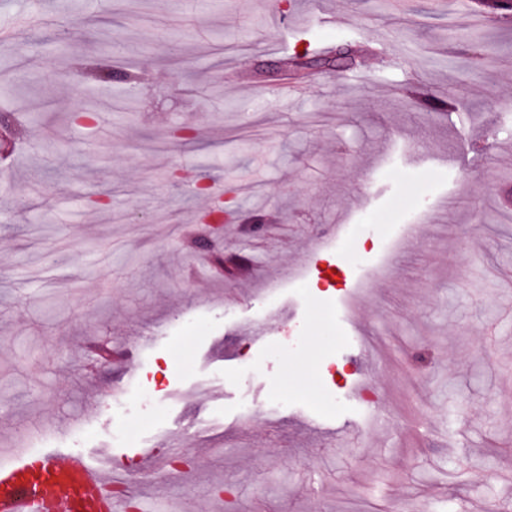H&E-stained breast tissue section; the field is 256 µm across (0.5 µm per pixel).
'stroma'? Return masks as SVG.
Instances as JSON below:
<instances>
[{"mask_svg":"<svg viewBox=\"0 0 512 512\" xmlns=\"http://www.w3.org/2000/svg\"><path fill=\"white\" fill-rule=\"evenodd\" d=\"M127 59L138 88L86 73ZM5 101L0 466L37 435L110 448L140 512H512V10L0 0Z\"/></svg>","mask_w":512,"mask_h":512,"instance_id":"obj_1","label":"stroma"}]
</instances>
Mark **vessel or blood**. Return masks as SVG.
Returning <instances> with one entry per match:
<instances>
[{
  "label": "vessel or blood",
  "mask_w": 512,
  "mask_h": 512,
  "mask_svg": "<svg viewBox=\"0 0 512 512\" xmlns=\"http://www.w3.org/2000/svg\"><path fill=\"white\" fill-rule=\"evenodd\" d=\"M112 476L82 457L45 453L0 467V512H123Z\"/></svg>",
  "instance_id": "1"
}]
</instances>
